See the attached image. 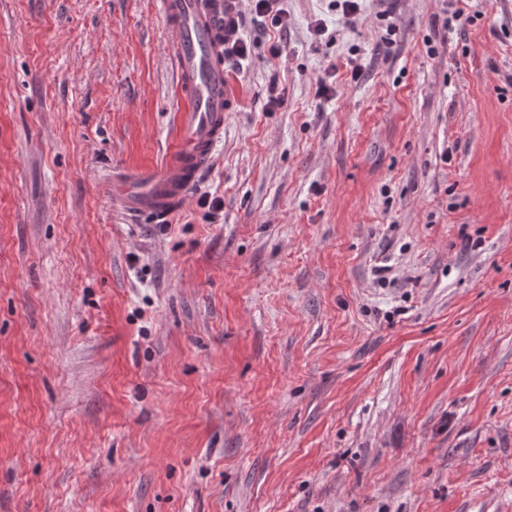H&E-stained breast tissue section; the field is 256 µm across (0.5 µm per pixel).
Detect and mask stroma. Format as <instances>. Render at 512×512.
<instances>
[{
	"label": "stroma",
	"mask_w": 512,
	"mask_h": 512,
	"mask_svg": "<svg viewBox=\"0 0 512 512\" xmlns=\"http://www.w3.org/2000/svg\"><path fill=\"white\" fill-rule=\"evenodd\" d=\"M161 2L0 0V512H512V0H243L212 170L131 223ZM280 0H252L251 12L259 18L269 20L274 28H288V13L279 8Z\"/></svg>",
	"instance_id": "obj_1"
}]
</instances>
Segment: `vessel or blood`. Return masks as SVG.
<instances>
[{
    "mask_svg": "<svg viewBox=\"0 0 512 512\" xmlns=\"http://www.w3.org/2000/svg\"><path fill=\"white\" fill-rule=\"evenodd\" d=\"M176 72L179 137L165 166L113 178L112 201L126 216L161 221L186 203L224 144L234 109L224 49L239 30V0H162Z\"/></svg>",
    "mask_w": 512,
    "mask_h": 512,
    "instance_id": "1",
    "label": "vessel or blood"
}]
</instances>
